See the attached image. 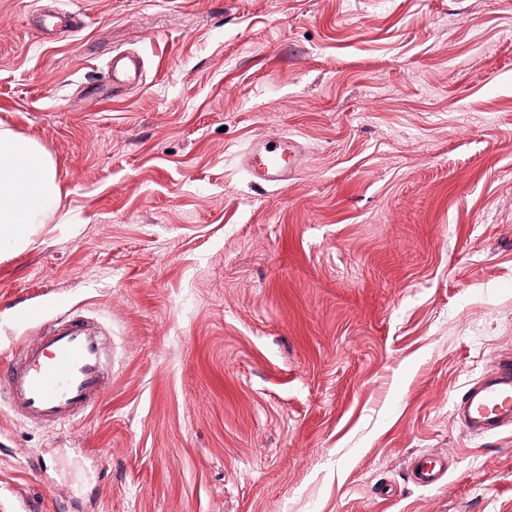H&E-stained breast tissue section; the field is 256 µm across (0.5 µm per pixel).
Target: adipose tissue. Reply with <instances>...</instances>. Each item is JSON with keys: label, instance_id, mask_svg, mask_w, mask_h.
Wrapping results in <instances>:
<instances>
[{"label": "adipose tissue", "instance_id": "obj_1", "mask_svg": "<svg viewBox=\"0 0 512 512\" xmlns=\"http://www.w3.org/2000/svg\"><path fill=\"white\" fill-rule=\"evenodd\" d=\"M53 160L37 142L0 122V241L26 245L45 209L58 207Z\"/></svg>", "mask_w": 512, "mask_h": 512}]
</instances>
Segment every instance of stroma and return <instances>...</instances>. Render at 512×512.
Returning a JSON list of instances; mask_svg holds the SVG:
<instances>
[{
    "instance_id": "1",
    "label": "stroma",
    "mask_w": 512,
    "mask_h": 512,
    "mask_svg": "<svg viewBox=\"0 0 512 512\" xmlns=\"http://www.w3.org/2000/svg\"><path fill=\"white\" fill-rule=\"evenodd\" d=\"M56 2L49 41L0 0V120L63 191L0 251V363L90 317L112 364L71 425L0 408V512H512V428L453 414L512 354V0ZM140 69V61L135 56L116 54L112 57V81H135L140 74ZM304 150L292 135L262 137L252 141L240 154L242 171L255 184L280 185L300 170ZM448 472L446 462L429 458H420L413 464V480L422 487L436 486L444 479Z\"/></svg>"
}]
</instances>
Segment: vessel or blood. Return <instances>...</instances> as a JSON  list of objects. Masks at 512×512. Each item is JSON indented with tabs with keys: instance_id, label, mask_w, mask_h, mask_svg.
Returning a JSON list of instances; mask_svg holds the SVG:
<instances>
[{
	"instance_id": "obj_1",
	"label": "vessel or blood",
	"mask_w": 512,
	"mask_h": 512,
	"mask_svg": "<svg viewBox=\"0 0 512 512\" xmlns=\"http://www.w3.org/2000/svg\"><path fill=\"white\" fill-rule=\"evenodd\" d=\"M140 69L134 56L112 58L114 81H135ZM239 163L253 183L280 185L303 166L304 150L288 134L262 137L240 154ZM111 363L107 340L93 322L63 319L20 345L11 369L0 371V389L7 392L15 415L35 424L68 425L100 399L103 374ZM455 415L479 432L512 424V356L464 391ZM447 472L446 462L421 458L414 462L412 475L417 485L431 487Z\"/></svg>"
}]
</instances>
